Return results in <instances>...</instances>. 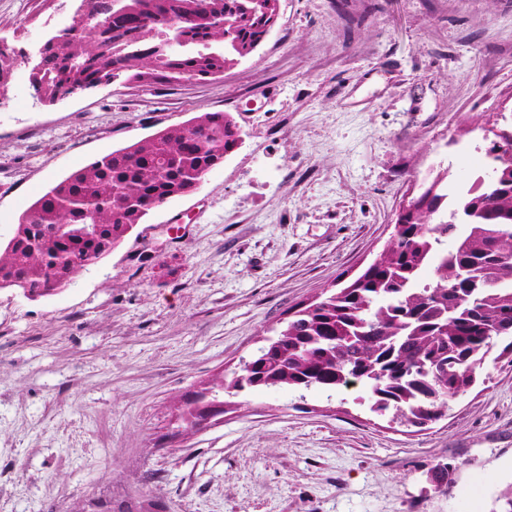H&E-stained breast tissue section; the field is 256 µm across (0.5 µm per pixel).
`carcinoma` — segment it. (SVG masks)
Wrapping results in <instances>:
<instances>
[{"mask_svg": "<svg viewBox=\"0 0 512 512\" xmlns=\"http://www.w3.org/2000/svg\"><path fill=\"white\" fill-rule=\"evenodd\" d=\"M112 14L100 33L71 27L44 45L45 92L108 75L154 84L206 80L262 42L276 0H96ZM242 144L231 112H198L88 163L39 197L0 245V289L44 297L108 256L162 200L187 195ZM471 185L448 192V171L424 180L396 214L392 236L343 287L295 312L259 348L243 380L219 392L276 386L332 390L354 380L371 410L421 427L476 383L497 343L512 365V155L487 156ZM460 225L467 234L447 248ZM454 467L438 464L440 487Z\"/></svg>", "mask_w": 512, "mask_h": 512, "instance_id": "cac0c4a2", "label": "carcinoma"}]
</instances>
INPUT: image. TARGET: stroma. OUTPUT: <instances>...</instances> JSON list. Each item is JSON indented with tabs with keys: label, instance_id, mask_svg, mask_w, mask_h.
Here are the masks:
<instances>
[{
	"label": "stroma",
	"instance_id": "1",
	"mask_svg": "<svg viewBox=\"0 0 512 512\" xmlns=\"http://www.w3.org/2000/svg\"><path fill=\"white\" fill-rule=\"evenodd\" d=\"M77 4L0 0V41L38 60ZM29 63L0 102L1 241L65 176L195 113H234L244 137L58 294L0 290V512H493L512 486L503 361L423 428L372 413L362 382L229 394L198 430L181 415L376 257L410 181L483 172V129L512 108V0H279L223 76L55 105Z\"/></svg>",
	"mask_w": 512,
	"mask_h": 512
}]
</instances>
